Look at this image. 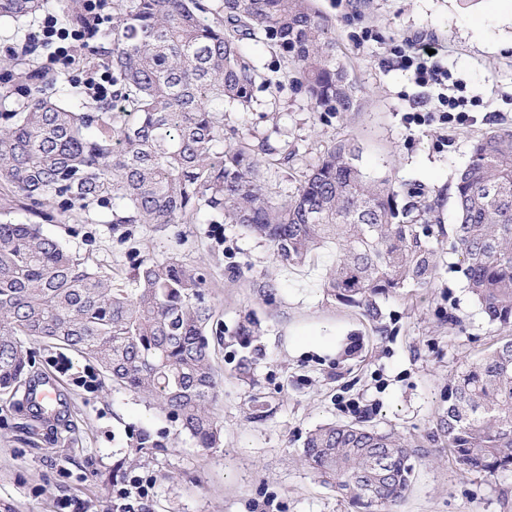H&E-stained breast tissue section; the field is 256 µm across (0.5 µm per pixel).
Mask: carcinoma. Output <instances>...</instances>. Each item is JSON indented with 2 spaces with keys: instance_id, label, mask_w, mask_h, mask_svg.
<instances>
[{
  "instance_id": "cac0c4a2",
  "label": "carcinoma",
  "mask_w": 512,
  "mask_h": 512,
  "mask_svg": "<svg viewBox=\"0 0 512 512\" xmlns=\"http://www.w3.org/2000/svg\"><path fill=\"white\" fill-rule=\"evenodd\" d=\"M37 12L77 18L74 0H0V20ZM332 21L314 0H112V102L87 111L85 91L61 76L26 74L25 100L0 112V394H14L32 357L20 337L73 350L112 380L158 406L204 449L223 431L209 406L220 381L211 362L205 270L171 256L132 264L133 288L72 253L41 224L75 213L96 224H178L224 216L265 239L282 266H300L336 245L321 288L356 307L382 332L378 300L412 285L429 288L437 260L430 201L398 209L387 179L359 166L348 139L329 146L292 195L276 202L240 133L224 146V106L252 108L272 89L247 57L248 41L276 48L313 110L332 118L358 110ZM62 98H52V92ZM451 248L467 288L507 335L448 380L440 429L465 472L512 469V127L470 147L454 179ZM133 448H163L147 429ZM422 449L362 422L330 423L303 442L305 465L362 512H397Z\"/></svg>"
}]
</instances>
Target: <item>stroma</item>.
I'll return each instance as SVG.
<instances>
[{"label": "stroma", "mask_w": 512, "mask_h": 512, "mask_svg": "<svg viewBox=\"0 0 512 512\" xmlns=\"http://www.w3.org/2000/svg\"><path fill=\"white\" fill-rule=\"evenodd\" d=\"M335 25L360 107L328 120L295 93L279 54L261 42L248 56L279 89L257 93L250 111L225 110V129L250 131L274 154L260 173L276 201L291 195L317 157L339 139L362 150L371 177L391 179L398 206L411 191L439 200L438 257L429 288L406 287L381 299L383 334L357 309L327 302L320 288L325 260L279 266L269 244L238 224H142L133 234L105 224H46L45 234L128 282L135 259L177 256L205 265L206 297L224 333L211 337L221 380L211 411L222 424L221 447L202 449L146 400L112 385L75 352L23 338L34 351L32 379L50 378L57 420L29 439L30 406L0 396V512H68L67 501L111 512L131 479L149 488V512H358L323 484L301 458L306 434L332 422L361 421L421 445L416 478L400 512H512V471L490 478L462 472L448 457L439 418L448 380L462 362L500 337L468 292L445 225L449 195L474 136L512 126V0H314ZM434 36L440 62L464 85L476 121L464 129L410 126L415 102L436 96L409 73L390 67V49L414 33ZM461 324L449 327V314ZM249 340H241L242 331ZM73 369L61 373L60 359ZM94 387L77 383L83 371ZM356 401L360 412L346 408ZM140 427L163 445L135 451Z\"/></svg>", "instance_id": "obj_1"}]
</instances>
